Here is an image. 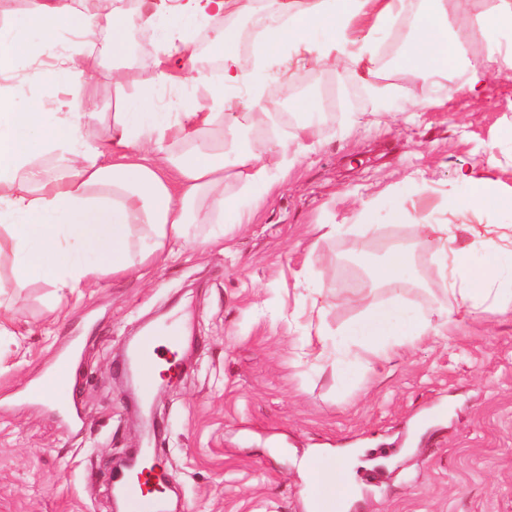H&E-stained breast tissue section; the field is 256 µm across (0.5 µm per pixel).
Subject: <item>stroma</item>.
I'll list each match as a JSON object with an SVG mask.
<instances>
[{"mask_svg":"<svg viewBox=\"0 0 512 512\" xmlns=\"http://www.w3.org/2000/svg\"><path fill=\"white\" fill-rule=\"evenodd\" d=\"M494 6L445 0L469 57L512 47V32L484 25ZM419 7L411 0L386 28L349 38L402 49ZM164 34L161 26L129 30L140 62L135 86L151 87L154 63L144 48ZM299 58L292 50L264 64L259 91L237 98L236 113L248 121L242 136L274 152L304 125L314 145L251 223L165 265L103 276L78 300L56 299L43 282L10 287L12 259L0 257L12 304L9 333L0 336V512H124L112 502L113 469L146 447L170 475L169 512H308L304 463L317 448L362 449L351 470L360 498L349 512H512V313L484 306L449 326L447 337H424L382 367L348 376L297 361L309 333L308 283L332 290L324 328L332 349L348 323L392 294L414 308L442 295L428 244L417 248L421 288L373 284L359 254L382 255L390 241L414 239L420 224L450 225L449 250L467 247L477 257L512 232L511 211L446 204L469 194L459 177L468 169L512 188V70L493 73L482 97H452L466 69L408 79L396 62H381L392 111L380 117L344 64L305 66ZM330 91L337 107L329 119L292 108ZM396 207L399 224L390 220ZM366 210L368 232L360 228ZM322 224L342 231L321 239ZM175 308L182 373L158 399L147 440L122 352L144 322ZM67 351L74 379L61 391L84 415L71 432L49 404L17 400Z\"/></svg>","mask_w":512,"mask_h":512,"instance_id":"1","label":"stroma"}]
</instances>
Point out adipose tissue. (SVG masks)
Listing matches in <instances>:
<instances>
[{"mask_svg": "<svg viewBox=\"0 0 512 512\" xmlns=\"http://www.w3.org/2000/svg\"><path fill=\"white\" fill-rule=\"evenodd\" d=\"M407 7L408 0H274L270 5L264 0H152L147 9L130 13L122 0H94L93 8L83 12L74 11L71 0H26L22 23L0 26V255L13 258L14 287L41 281L63 298L81 294L101 275L119 278L148 259L168 260L199 242L202 225L247 223L248 202L259 199L279 172L308 151L299 132L282 144L277 159L266 161L259 145L240 141L237 119H225V112L236 107L230 90L256 86L261 78L239 51L242 31L230 14L263 17L259 54L275 57L286 46L300 47L305 64L335 58L347 63L351 76L377 86L370 51L349 52L348 33L356 25L381 29ZM161 17L168 18L169 29L164 42L150 46L156 83H179L184 73L196 70L186 36L206 22L221 51L222 92L176 112L154 109L127 94V74L135 66L126 54L127 31L152 28ZM64 23L72 40L59 44L53 64H44L32 33L52 37ZM103 31L111 34L110 52L121 65L112 73L114 112L102 146L86 135L85 126L99 114L91 75L102 65L86 44ZM462 38L448 24L444 0H423L415 35L398 58L401 73L415 78L464 64L469 69L465 89L475 93L490 70L512 69V49L469 61ZM22 53L29 59L27 81L59 88L66 111L47 112L35 103L14 109V89L6 76ZM230 148L247 172L239 196L228 198L224 155ZM469 183L471 195L449 198L450 209L512 210V190L483 178ZM430 230L438 236L440 271H452L460 282L455 306L414 312L396 300L367 309L345 331L360 341V365L386 363L423 337L445 335L449 325L485 303L512 302V289L504 283L505 272H512V236L487 245L476 260L467 249L449 251L448 225L434 224ZM414 266V246L395 242L371 269L374 279L388 286L411 275ZM347 467L341 454L307 458L311 508H338L353 499Z\"/></svg>", "mask_w": 512, "mask_h": 512, "instance_id": "1", "label": "adipose tissue"}]
</instances>
